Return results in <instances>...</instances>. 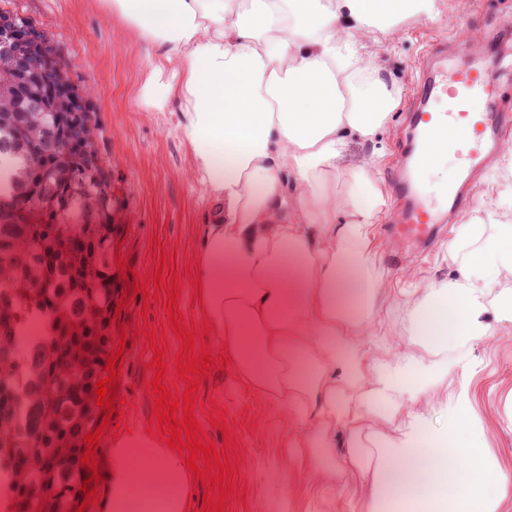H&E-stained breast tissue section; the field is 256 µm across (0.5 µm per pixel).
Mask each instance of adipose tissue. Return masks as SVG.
Wrapping results in <instances>:
<instances>
[{"instance_id": "1", "label": "adipose tissue", "mask_w": 512, "mask_h": 512, "mask_svg": "<svg viewBox=\"0 0 512 512\" xmlns=\"http://www.w3.org/2000/svg\"><path fill=\"white\" fill-rule=\"evenodd\" d=\"M155 51L146 110L179 103L193 174L214 199L195 266L198 301L239 379L292 413L290 445L311 474H369L365 507L341 512H498L512 473L489 456L466 381L468 345L512 322V222L460 225L456 279L425 288L408 316L421 354L369 357L360 340L386 286L374 228L387 197L344 160L402 102L360 37L432 16L437 0H106ZM499 292H492L493 284ZM442 393L443 427L412 406ZM395 425L394 434L369 431ZM183 455L132 432L112 450L102 512H190Z\"/></svg>"}]
</instances>
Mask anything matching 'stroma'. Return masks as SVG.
<instances>
[{
	"label": "stroma",
	"mask_w": 512,
	"mask_h": 512,
	"mask_svg": "<svg viewBox=\"0 0 512 512\" xmlns=\"http://www.w3.org/2000/svg\"><path fill=\"white\" fill-rule=\"evenodd\" d=\"M439 5L435 18L408 21L402 32L391 36L375 30L364 40L366 55L402 86L403 102L373 142L350 143L345 163H376L375 174L386 188L406 163L403 146L411 129L413 88L428 62V49L455 47L471 32L497 31L512 42V0H439ZM0 10L18 14L44 32L66 62L72 82L91 89L85 105L96 123L101 157L112 171V204L123 215L112 234V259L125 263L112 270L120 301L112 317V340L125 344L123 373L111 390L116 413L93 449L102 474L97 498L105 496L104 476L116 437L132 429L155 438L161 434L149 389L156 369L151 340L141 333L145 325H152L166 348L162 385L179 398L188 392L175 364L182 341L169 323L167 292L153 288L160 277L177 279L181 322L195 325L200 335L195 345L207 348L211 358L208 372L195 377L199 388L192 392L193 412L215 448L229 450L227 464L234 474L224 512H336L338 502H364L371 490L368 475L319 483L304 465L307 449L288 445V405L244 386L235 364L218 362L224 341L212 333L193 284L199 227L210 221L212 200L192 173L193 148L179 133L183 114L178 105L149 112L141 104L139 88L153 52L105 12L100 0H0ZM467 190L473 204L448 216L433 247L404 242L390 231L388 212L398 206L397 198L389 199L387 214L375 226V261L387 279L385 307L393 315L387 336L391 352L413 344L404 329L416 301L412 289L459 276L458 264L447 256L458 226L496 211V192L483 174H476ZM138 283L147 286L146 296L135 295ZM469 353L474 364L468 378L472 404L485 429L489 454L512 471V429L501 420V399L512 391V323H493L490 336L473 344Z\"/></svg>",
	"instance_id": "obj_1"
}]
</instances>
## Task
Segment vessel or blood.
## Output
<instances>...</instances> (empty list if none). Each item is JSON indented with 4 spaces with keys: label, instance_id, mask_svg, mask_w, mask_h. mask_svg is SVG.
Returning a JSON list of instances; mask_svg holds the SVG:
<instances>
[{
    "label": "vessel or blood",
    "instance_id": "b4317fda",
    "mask_svg": "<svg viewBox=\"0 0 512 512\" xmlns=\"http://www.w3.org/2000/svg\"><path fill=\"white\" fill-rule=\"evenodd\" d=\"M505 58L497 36L466 39L457 45L451 58L440 59L423 76L414 130L427 135L453 129L449 148L461 164V175H469L485 163L496 135L505 126V115L498 110L503 90L492 74L493 69L502 67ZM476 99L486 102L485 111L471 110L470 104ZM430 172L429 160L424 157L417 161L412 175L396 183L402 201L396 233L426 245L434 239L444 217L472 203L461 184L448 185L439 197H428L424 181Z\"/></svg>",
    "mask_w": 512,
    "mask_h": 512
}]
</instances>
